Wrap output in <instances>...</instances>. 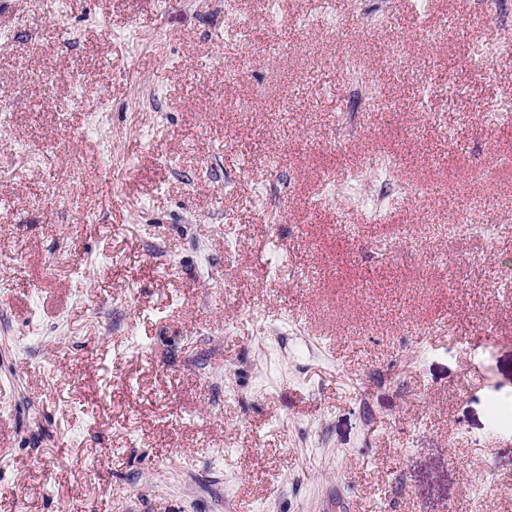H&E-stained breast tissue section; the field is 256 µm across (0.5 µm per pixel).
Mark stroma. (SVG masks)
Instances as JSON below:
<instances>
[{"instance_id":"1","label":"stroma","mask_w":512,"mask_h":512,"mask_svg":"<svg viewBox=\"0 0 512 512\" xmlns=\"http://www.w3.org/2000/svg\"><path fill=\"white\" fill-rule=\"evenodd\" d=\"M332 2L0 0V512H512V25Z\"/></svg>"}]
</instances>
